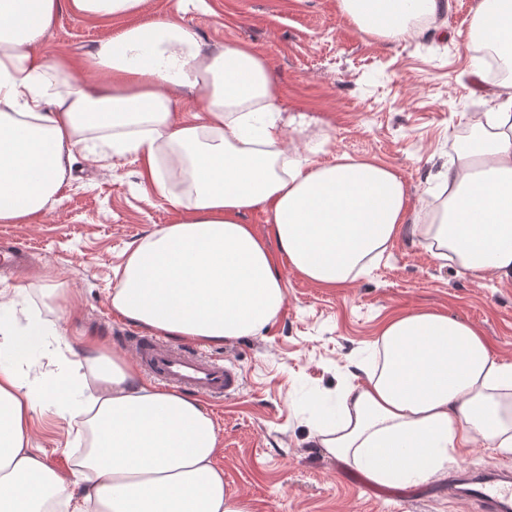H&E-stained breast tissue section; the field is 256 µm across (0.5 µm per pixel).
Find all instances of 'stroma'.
I'll return each instance as SVG.
<instances>
[{
    "label": "stroma",
    "instance_id": "obj_1",
    "mask_svg": "<svg viewBox=\"0 0 512 512\" xmlns=\"http://www.w3.org/2000/svg\"><path fill=\"white\" fill-rule=\"evenodd\" d=\"M208 2V12H182L183 23L211 46L236 42L263 56L281 86L283 109L314 117L311 132L327 154L389 165L415 212L441 211L436 174L468 136V116L495 106L469 73L476 0H447L444 14L400 43L360 33L339 0ZM120 26L65 9L44 50L76 59ZM175 218L133 156L91 161L79 150L60 205L29 224H0V241L31 250L23 270L0 269V295L13 300L17 328L36 317L57 329L36 346L33 361L19 365L24 381L56 371L59 347L82 349L90 336L103 352L136 359L128 338L140 328L112 309L115 271L131 244ZM280 271L286 301L276 319L217 349L238 369L240 390L203 403L218 430L216 463L226 491L250 512H481L449 498L446 477L400 486L396 499L352 486L346 476L355 465L315 446L304 401L334 395L350 358L377 340L381 324L421 307L470 324L496 357L512 362V281L471 280L407 234L341 288L317 287L285 264ZM55 289L65 302L51 299ZM86 444L61 405L37 411L29 445L59 473L70 475Z\"/></svg>",
    "mask_w": 512,
    "mask_h": 512
}]
</instances>
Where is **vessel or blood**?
Instances as JSON below:
<instances>
[{"mask_svg":"<svg viewBox=\"0 0 512 512\" xmlns=\"http://www.w3.org/2000/svg\"><path fill=\"white\" fill-rule=\"evenodd\" d=\"M27 255L18 242L0 244L1 267H16ZM133 342L144 373L171 389L219 402L241 386L240 374L223 357L171 346L150 336L134 337ZM454 493L476 503L482 512H512V472L489 468L481 475L457 476Z\"/></svg>","mask_w":512,"mask_h":512,"instance_id":"vessel-or-blood-1","label":"vessel or blood"}]
</instances>
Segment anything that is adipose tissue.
Returning <instances> with one entry per match:
<instances>
[{
    "label": "adipose tissue",
    "instance_id": "ef3b65f1",
    "mask_svg": "<svg viewBox=\"0 0 512 512\" xmlns=\"http://www.w3.org/2000/svg\"><path fill=\"white\" fill-rule=\"evenodd\" d=\"M144 0H0V223L23 224L62 202L80 131L108 133L141 176L184 215L131 252L112 308L158 335L203 345L260 333L286 296L280 262L324 288H341L410 232L435 258L474 280L512 279V80L496 108L468 118L469 139L438 173L439 221L412 212L391 166L326 156L302 137L313 120L288 115L263 57L245 45L206 48L170 15L133 22ZM369 36L401 42L411 19L446 0H339ZM109 20L117 33L83 54L75 83L42 47L62 9ZM471 31L512 59V0H478ZM263 210L268 248L245 214ZM50 330L18 331L0 315V512H247L214 460L219 437L201 403L145 383L135 364L88 339L58 372L26 385L17 366ZM382 361H352L335 404L312 397V437L382 485L423 481L482 446L512 453V362L445 313L386 320L373 344ZM64 403L83 418L86 451L63 477L29 448L37 409ZM84 485L75 498L71 483Z\"/></svg>",
    "mask_w": 512,
    "mask_h": 512
}]
</instances>
